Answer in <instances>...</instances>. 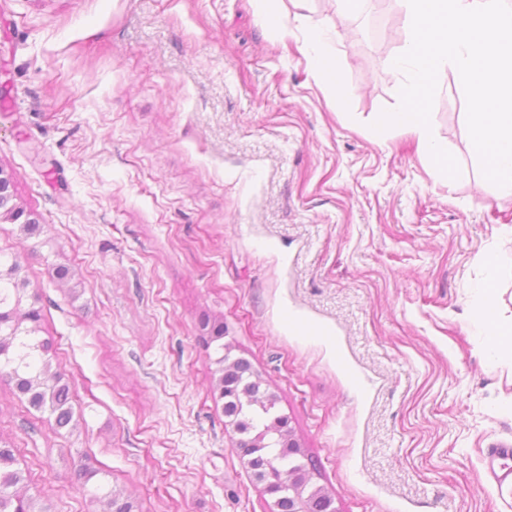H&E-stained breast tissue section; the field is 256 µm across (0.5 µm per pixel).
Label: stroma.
I'll use <instances>...</instances> for the list:
<instances>
[{
  "instance_id": "obj_1",
  "label": "stroma",
  "mask_w": 512,
  "mask_h": 512,
  "mask_svg": "<svg viewBox=\"0 0 512 512\" xmlns=\"http://www.w3.org/2000/svg\"><path fill=\"white\" fill-rule=\"evenodd\" d=\"M0 0V170L44 226L40 335L83 419L59 435L0 382V438L51 512H89L87 456L139 512H271L214 395L205 320L262 374L342 512H512V361L474 324L481 256L512 313V197L482 175L453 71L431 133L399 106L400 0ZM331 30L342 87L299 51ZM68 266L72 284L54 279Z\"/></svg>"
}]
</instances>
